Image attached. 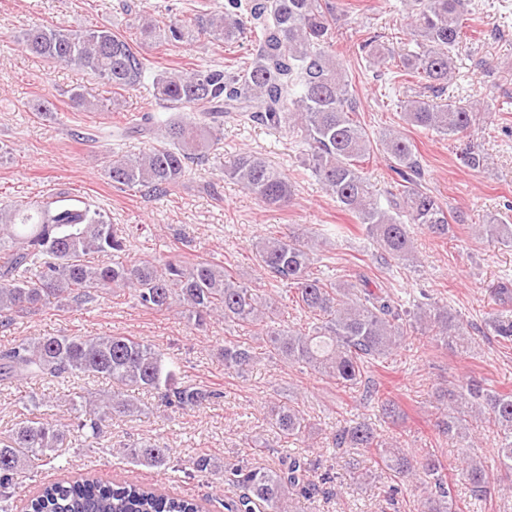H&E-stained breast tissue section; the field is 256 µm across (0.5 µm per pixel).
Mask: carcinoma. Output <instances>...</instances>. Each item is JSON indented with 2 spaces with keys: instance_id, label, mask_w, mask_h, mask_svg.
Listing matches in <instances>:
<instances>
[{
  "instance_id": "1",
  "label": "carcinoma",
  "mask_w": 512,
  "mask_h": 512,
  "mask_svg": "<svg viewBox=\"0 0 512 512\" xmlns=\"http://www.w3.org/2000/svg\"><path fill=\"white\" fill-rule=\"evenodd\" d=\"M471 0H412L411 35L415 47L395 54L379 35L363 38L358 50L390 74L391 80L421 78L442 90L455 72L453 50L458 43ZM215 41L249 39L245 61L224 68L164 72L152 83L153 97L167 111L188 112L175 118L147 113L116 132L118 137L146 134L151 145L134 154H114L107 174L120 189L166 196L178 187L188 163L205 156L219 141L224 117L233 113L267 126L284 125L300 134L307 167L341 210L364 225L377 248L398 265L417 263L413 230L436 237L450 233L446 204L421 185L422 171L415 144L401 132H386L374 146L358 117L349 80L331 51L339 36L332 0H226L224 12L193 20L178 16L167 25L164 40L179 42L191 26ZM26 49L53 63L86 72L117 90L140 84L152 62L125 37L107 26L83 30L34 24L18 36ZM482 107L424 98L408 102L402 112L406 125L439 136L459 139L470 135ZM380 151L401 183L388 190L386 201L364 178L366 160ZM464 166L477 170L486 157L469 142L460 152ZM265 206L280 209L294 196V181L285 170L257 152L243 151L224 167ZM482 233L512 246V225L494 215L480 225ZM131 230L113 224L99 206L66 191L39 200L0 207V327L12 324L14 314L51 300L82 307L104 294L123 292L136 305L156 312L174 307L198 330L216 317L252 333L285 362L298 364L343 388L362 381L370 366L396 355L409 340L426 336L436 347L471 353L479 347L471 326L441 300L410 308L395 295L372 287L364 275L336 281L313 272L320 235L290 231L255 245L258 265L269 285L292 293L297 306L314 322L296 330L270 316L272 305L264 288L240 284L224 266L201 260L187 262L179 254L149 256L135 261L93 263L94 254L112 256L127 251ZM499 309L487 326L500 340L512 343V280L495 288ZM224 372L243 373L256 356L251 346L224 341L219 350ZM176 358L134 336H30L0 350V381L53 382L73 375L112 381L103 394L89 391L68 395L77 430L96 439L114 416L143 412L134 391L157 394L161 404L181 411L199 409L220 394L193 384L179 383ZM391 424L401 417L390 392H366ZM440 417L438 435L455 441L453 460L443 463L435 451L417 454L387 441L371 423L349 418L331 433V444L349 455L370 452L378 469L370 474L348 462L346 473L326 470L315 474L309 455L281 449L282 467L261 469L248 464L224 467V480L240 494L224 504L227 512H295L293 501L311 500L349 479L358 485L370 478L388 484L389 509L398 512L402 487L419 484L418 512H456L454 486L462 481L474 501L484 508L493 492L512 498V392L486 387L476 379L450 381L436 389ZM494 433L496 452L478 453L469 420ZM273 437L286 443L311 436L310 425L289 397L271 408ZM69 426L25 419L12 433L0 437V512L9 500L19 474L47 465L63 446ZM117 453L135 463L167 470L170 449L158 441L126 444ZM216 470L207 451L192 461V472L206 476ZM28 512H200L195 499L170 494L134 482L102 481L85 475L44 483L28 503Z\"/></svg>"
}]
</instances>
